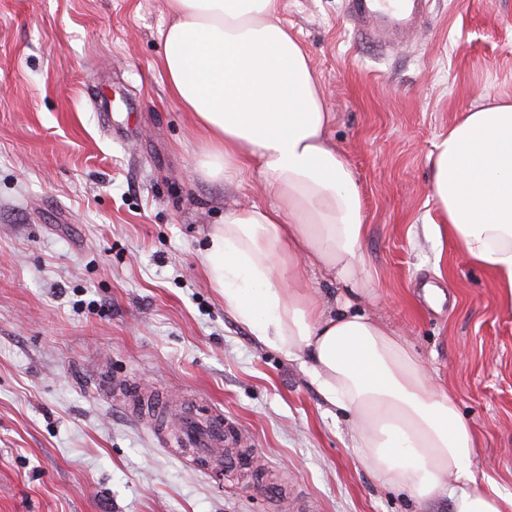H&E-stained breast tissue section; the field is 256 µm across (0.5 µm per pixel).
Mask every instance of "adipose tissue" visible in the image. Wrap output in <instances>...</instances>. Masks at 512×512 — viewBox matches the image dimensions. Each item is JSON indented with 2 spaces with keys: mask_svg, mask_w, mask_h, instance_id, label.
Returning a JSON list of instances; mask_svg holds the SVG:
<instances>
[{
  "mask_svg": "<svg viewBox=\"0 0 512 512\" xmlns=\"http://www.w3.org/2000/svg\"><path fill=\"white\" fill-rule=\"evenodd\" d=\"M160 60L170 96L205 135L198 171L235 181L258 169L273 204L226 211L208 234L207 278L265 347L298 363L384 486L450 512H512L477 488L476 438L407 339L354 309L368 294L363 198L328 140L332 116L280 0H168ZM430 191L454 247L512 303V100L466 112L430 154ZM349 285L340 313L306 279Z\"/></svg>",
  "mask_w": 512,
  "mask_h": 512,
  "instance_id": "obj_1",
  "label": "adipose tissue"
}]
</instances>
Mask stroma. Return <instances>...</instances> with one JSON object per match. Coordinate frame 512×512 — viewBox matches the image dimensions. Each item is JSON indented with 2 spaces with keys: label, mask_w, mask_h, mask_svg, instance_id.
Listing matches in <instances>:
<instances>
[{
  "label": "stroma",
  "mask_w": 512,
  "mask_h": 512,
  "mask_svg": "<svg viewBox=\"0 0 512 512\" xmlns=\"http://www.w3.org/2000/svg\"><path fill=\"white\" fill-rule=\"evenodd\" d=\"M168 0H0V512H449L381 487L298 363L203 274L227 209L271 203L197 167L159 66ZM373 45L347 0H280L361 187L368 313L406 336L512 494V305L430 224L429 155L463 112L512 98V0H426ZM432 283L443 294L430 303ZM219 413L244 464L175 446Z\"/></svg>",
  "instance_id": "35a3bbf8"
}]
</instances>
